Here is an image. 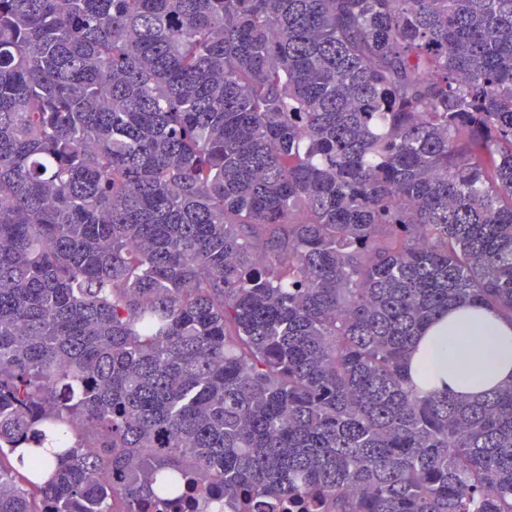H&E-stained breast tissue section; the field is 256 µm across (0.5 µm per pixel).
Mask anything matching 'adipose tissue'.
<instances>
[{"instance_id":"1","label":"adipose tissue","mask_w":512,"mask_h":512,"mask_svg":"<svg viewBox=\"0 0 512 512\" xmlns=\"http://www.w3.org/2000/svg\"><path fill=\"white\" fill-rule=\"evenodd\" d=\"M426 359L435 370L430 391L480 398L512 383V321L478 305L453 307L415 339L409 355L412 380H420Z\"/></svg>"}]
</instances>
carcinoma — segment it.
Segmentation results:
<instances>
[{
  "mask_svg": "<svg viewBox=\"0 0 512 512\" xmlns=\"http://www.w3.org/2000/svg\"><path fill=\"white\" fill-rule=\"evenodd\" d=\"M512 0H0V512H512ZM428 358L435 374L430 385L420 382L421 365ZM409 369L423 392L448 391L470 399L512 383V321L473 304L448 310L415 339Z\"/></svg>",
  "mask_w": 512,
  "mask_h": 512,
  "instance_id": "carcinoma-1",
  "label": "carcinoma"
}]
</instances>
